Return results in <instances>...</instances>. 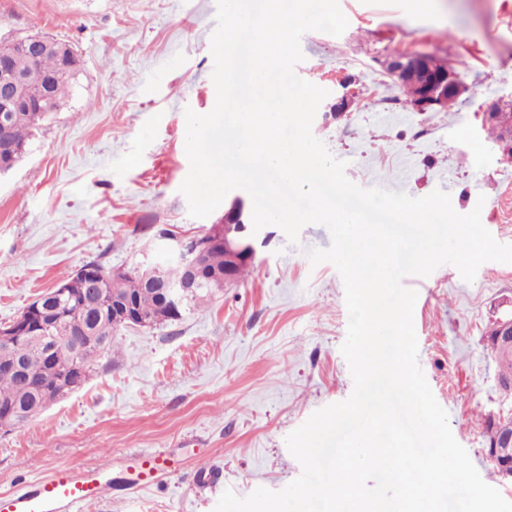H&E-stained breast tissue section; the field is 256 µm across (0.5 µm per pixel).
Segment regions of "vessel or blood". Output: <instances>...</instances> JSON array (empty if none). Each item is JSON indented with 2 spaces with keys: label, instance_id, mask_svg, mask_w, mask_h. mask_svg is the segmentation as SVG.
I'll return each instance as SVG.
<instances>
[{
  "label": "vessel or blood",
  "instance_id": "b4317fda",
  "mask_svg": "<svg viewBox=\"0 0 512 512\" xmlns=\"http://www.w3.org/2000/svg\"><path fill=\"white\" fill-rule=\"evenodd\" d=\"M132 482L147 485L167 472L164 456L136 453L130 458ZM112 476L105 470L80 473L63 468L42 481L0 495V512H79L81 505L101 498L112 488Z\"/></svg>",
  "mask_w": 512,
  "mask_h": 512
}]
</instances>
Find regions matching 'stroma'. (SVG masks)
I'll use <instances>...</instances> for the list:
<instances>
[{
  "mask_svg": "<svg viewBox=\"0 0 512 512\" xmlns=\"http://www.w3.org/2000/svg\"><path fill=\"white\" fill-rule=\"evenodd\" d=\"M338 36L303 34L296 75L327 90L312 133L364 188L421 198L447 189L454 210L480 209L512 245V160L486 112L512 93V0H339ZM216 0H0V37L40 34L71 44L81 71L66 104L27 156L0 175V326L89 262L133 270L161 261L159 229L199 236L223 209L188 213L185 109L209 113L216 89ZM448 62L466 87L442 112H417L388 69L401 52ZM392 96L382 110L376 98ZM350 98L342 112L331 106ZM247 272L177 321L127 327L80 389L22 427L0 433V493L56 469L126 474L133 453L173 464L134 492L113 491L82 512H214L225 491L284 489L301 474L285 439L353 391L341 352L349 321L342 278L311 265L331 234L304 226L289 243L262 228ZM418 362L455 439L482 479L512 502V482L486 458L485 421L512 411L487 345L512 313V263L482 264L473 282L452 266L409 276ZM220 480L199 488L200 466Z\"/></svg>",
  "mask_w": 512,
  "mask_h": 512,
  "instance_id": "1",
  "label": "stroma"
}]
</instances>
